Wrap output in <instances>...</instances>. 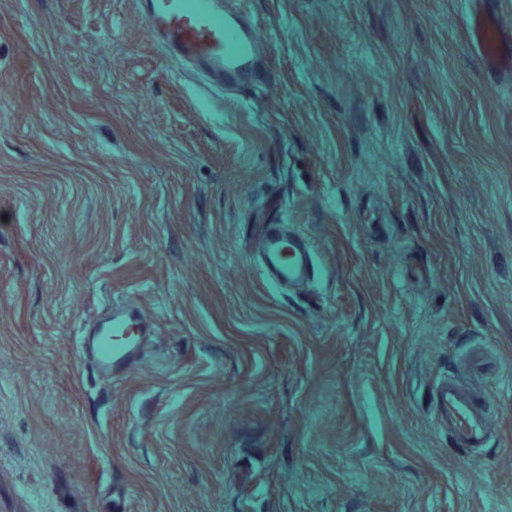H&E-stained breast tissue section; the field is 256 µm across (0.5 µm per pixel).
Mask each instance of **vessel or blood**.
Here are the masks:
<instances>
[{
	"label": "vessel or blood",
	"instance_id": "b4317fda",
	"mask_svg": "<svg viewBox=\"0 0 512 512\" xmlns=\"http://www.w3.org/2000/svg\"><path fill=\"white\" fill-rule=\"evenodd\" d=\"M469 42L485 68L494 74L512 72V32L493 28L494 12L488 0H471ZM223 0H212L209 10L197 8L194 0H149L146 22L172 53L209 75L216 83L233 85L249 73V46L256 31L235 13H223ZM263 276L271 281L302 283L313 271V253L308 238L292 231L288 236L269 235L265 242ZM142 330L138 312L130 310L115 319L112 334L93 341L99 368L108 370L127 364L135 338ZM437 411L447 419L455 448L475 451L489 434L491 406L486 399L456 380L442 382L434 392Z\"/></svg>",
	"mask_w": 512,
	"mask_h": 512
}]
</instances>
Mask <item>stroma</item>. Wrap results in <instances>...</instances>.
Segmentation results:
<instances>
[{"label":"stroma","mask_w":512,"mask_h":512,"mask_svg":"<svg viewBox=\"0 0 512 512\" xmlns=\"http://www.w3.org/2000/svg\"><path fill=\"white\" fill-rule=\"evenodd\" d=\"M224 5L235 90L147 0H0V512H512V74L466 0ZM278 225L302 287L259 276ZM450 376L493 409L467 458ZM487 0H471L468 22L469 42L492 74L512 72V33L493 28L494 12ZM475 5V7H474ZM142 329L139 313L135 310H129L114 320L113 336H95L93 350L99 368L110 370L112 366L127 364L134 347L135 338Z\"/></svg>","instance_id":"obj_1"}]
</instances>
